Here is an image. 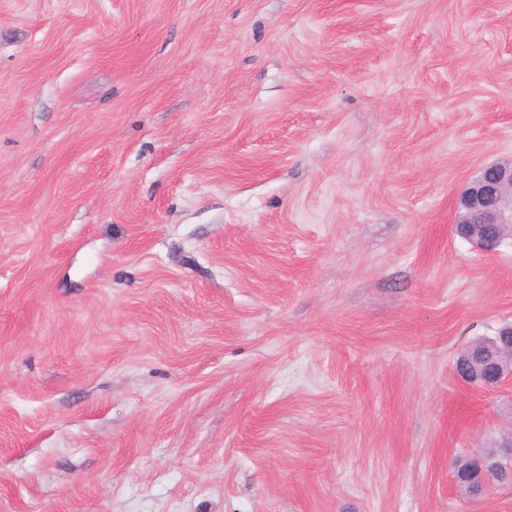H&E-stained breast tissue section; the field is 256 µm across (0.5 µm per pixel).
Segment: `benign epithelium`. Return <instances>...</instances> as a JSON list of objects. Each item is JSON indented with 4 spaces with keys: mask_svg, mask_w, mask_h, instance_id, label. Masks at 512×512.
<instances>
[{
    "mask_svg": "<svg viewBox=\"0 0 512 512\" xmlns=\"http://www.w3.org/2000/svg\"><path fill=\"white\" fill-rule=\"evenodd\" d=\"M512 160L482 167L461 195L454 230L483 246L489 231L505 238L512 234ZM465 380L487 388L512 379V326L506 325L484 343L471 360Z\"/></svg>",
    "mask_w": 512,
    "mask_h": 512,
    "instance_id": "7a95c632",
    "label": "benign epithelium"
}]
</instances>
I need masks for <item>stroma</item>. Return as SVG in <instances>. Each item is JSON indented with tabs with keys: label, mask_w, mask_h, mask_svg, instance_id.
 Wrapping results in <instances>:
<instances>
[{
	"label": "stroma",
	"mask_w": 512,
	"mask_h": 512,
	"mask_svg": "<svg viewBox=\"0 0 512 512\" xmlns=\"http://www.w3.org/2000/svg\"><path fill=\"white\" fill-rule=\"evenodd\" d=\"M507 159L512 0H0V512H512ZM511 198L512 160L485 165L461 195L455 232L480 247L491 229L502 238L511 237ZM512 326L506 325L484 343L483 349L472 357V367L465 377L474 385L496 387L512 379ZM485 372L487 376H485ZM460 460L461 458L455 461L453 470L455 478L457 477L460 480V486L463 487L468 492V494L474 498L485 494L488 488L479 481L475 480L471 471L472 468L478 467L476 462L465 461L461 466L456 467Z\"/></svg>",
	"instance_id": "obj_1"
}]
</instances>
